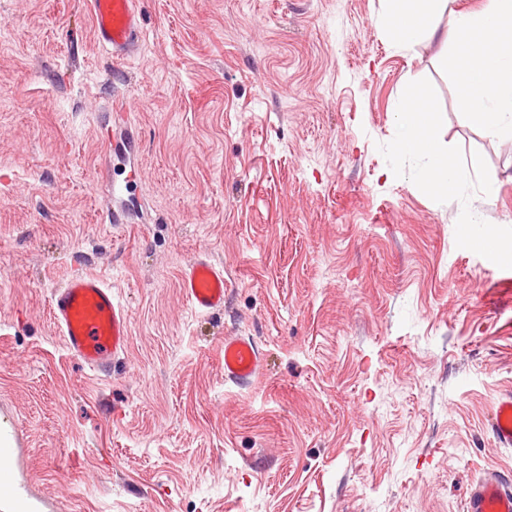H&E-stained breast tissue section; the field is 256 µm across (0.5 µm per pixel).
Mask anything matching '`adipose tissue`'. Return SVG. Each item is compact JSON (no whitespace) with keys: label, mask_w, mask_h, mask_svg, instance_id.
<instances>
[{"label":"adipose tissue","mask_w":512,"mask_h":512,"mask_svg":"<svg viewBox=\"0 0 512 512\" xmlns=\"http://www.w3.org/2000/svg\"><path fill=\"white\" fill-rule=\"evenodd\" d=\"M382 16L393 41L408 47L450 31L460 61L456 83L471 121L491 139H512V0H484L468 13L454 0H381ZM397 152L421 160L413 179L432 193L457 195L465 173L432 134L435 123L427 90L406 85L394 111Z\"/></svg>","instance_id":"1"}]
</instances>
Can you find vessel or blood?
<instances>
[{"instance_id": "b4317fda", "label": "vessel or blood", "mask_w": 512, "mask_h": 512, "mask_svg": "<svg viewBox=\"0 0 512 512\" xmlns=\"http://www.w3.org/2000/svg\"><path fill=\"white\" fill-rule=\"evenodd\" d=\"M98 44L119 63L135 54L144 30L140 0H88ZM180 288L191 309L211 314L224 308V267L205 251L196 253L180 270ZM51 321L67 354L93 374L108 375L113 360L124 353L129 340V314L111 285L92 274H74L55 288L49 299ZM224 378L245 387L262 373L261 353L248 336L225 337ZM491 430L502 448L512 447V393L497 397ZM9 438L0 439V504L17 493ZM463 512H512V487L499 472L489 471L471 481Z\"/></svg>"}]
</instances>
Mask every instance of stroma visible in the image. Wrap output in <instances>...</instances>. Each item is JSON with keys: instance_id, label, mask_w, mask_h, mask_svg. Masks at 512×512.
<instances>
[{"instance_id": "stroma-1", "label": "stroma", "mask_w": 512, "mask_h": 512, "mask_svg": "<svg viewBox=\"0 0 512 512\" xmlns=\"http://www.w3.org/2000/svg\"><path fill=\"white\" fill-rule=\"evenodd\" d=\"M141 7L117 81L85 0H0V432L22 497L0 512H462L474 477L512 472L490 431L512 261L460 233L477 213L512 242V141L469 121L453 48L395 47L379 0ZM407 80L472 165L455 198L396 153ZM104 184L129 223L106 221ZM201 250L224 265L220 313L180 290ZM77 271L129 312L104 378L50 319ZM234 335L267 356L247 388L221 369Z\"/></svg>"}]
</instances>
